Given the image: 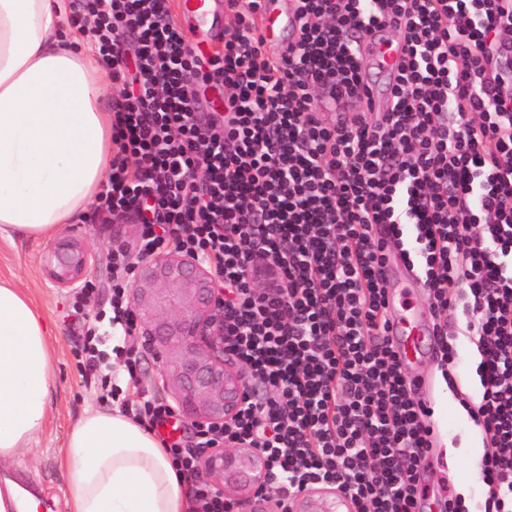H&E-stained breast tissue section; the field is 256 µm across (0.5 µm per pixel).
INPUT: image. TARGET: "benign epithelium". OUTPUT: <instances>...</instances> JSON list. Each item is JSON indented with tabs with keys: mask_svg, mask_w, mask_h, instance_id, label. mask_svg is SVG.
I'll return each instance as SVG.
<instances>
[{
	"mask_svg": "<svg viewBox=\"0 0 512 512\" xmlns=\"http://www.w3.org/2000/svg\"><path fill=\"white\" fill-rule=\"evenodd\" d=\"M55 280L74 288L86 279L88 258L74 241L60 242L54 254ZM132 307L143 335L157 345L162 359L159 381L169 387L178 409L197 424H221L240 410L244 377L240 365L224 350V306L207 267L172 252L136 265ZM202 470L216 494L247 512H351L344 491L310 488L284 502L262 494L265 462L254 448L228 444L212 448Z\"/></svg>",
	"mask_w": 512,
	"mask_h": 512,
	"instance_id": "benign-epithelium-1",
	"label": "benign epithelium"
}]
</instances>
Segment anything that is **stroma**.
I'll return each instance as SVG.
<instances>
[{
	"label": "stroma",
	"mask_w": 512,
	"mask_h": 512,
	"mask_svg": "<svg viewBox=\"0 0 512 512\" xmlns=\"http://www.w3.org/2000/svg\"><path fill=\"white\" fill-rule=\"evenodd\" d=\"M139 232L140 226L133 219L115 218L103 224L90 212L80 223L62 225L56 239L39 243L19 241L13 245L0 242V272L13 275L18 285L30 293L55 323L58 392L51 405L45 432L29 458L31 470L39 475L42 498L57 501L54 512H66L61 498L67 475L59 466V458L67 429L86 406L104 408L108 402L99 372L81 362L87 327L75 308L74 291L55 282L46 260L56 240L79 241L89 256L87 278L96 286L86 306L91 310L105 309L110 301L107 256L117 249L132 248ZM125 349L139 362L134 385L141 390L156 392L160 362L146 337L137 334L126 338ZM418 372L432 383L434 414L431 424L436 445L418 461L419 470L430 473L427 492L441 499L452 490L466 496H480L484 484L479 469L472 467L471 458L483 453L482 439L458 399L449 391L438 367L424 364Z\"/></svg>",
	"instance_id": "obj_1"
}]
</instances>
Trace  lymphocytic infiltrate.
<instances>
[{"instance_id":"lymphocytic-infiltrate-1","label":"lymphocytic infiltrate","mask_w":512,"mask_h":512,"mask_svg":"<svg viewBox=\"0 0 512 512\" xmlns=\"http://www.w3.org/2000/svg\"><path fill=\"white\" fill-rule=\"evenodd\" d=\"M288 57L265 53L261 0H230L224 50L194 55L169 0H79L73 17L121 90L102 218L141 230L108 265L109 322L138 324L122 276L179 251L224 293V347L244 369L235 420L165 440L194 475L204 449L242 442L265 483L332 482L353 512H418L417 459L431 409L414 398L388 336L381 270L390 247L427 290L439 367L483 437L480 512H512V0H297ZM393 23L409 54L391 111L324 123L317 96L359 104L358 39ZM223 112L199 115L201 91ZM473 344L479 399L459 392L458 338Z\"/></svg>"}]
</instances>
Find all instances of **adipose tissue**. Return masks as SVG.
I'll return each mask as SVG.
<instances>
[{
	"label": "adipose tissue",
	"mask_w": 512,
	"mask_h": 512,
	"mask_svg": "<svg viewBox=\"0 0 512 512\" xmlns=\"http://www.w3.org/2000/svg\"><path fill=\"white\" fill-rule=\"evenodd\" d=\"M68 0H0V239L46 240L80 221L112 174L103 63L67 29ZM53 324L0 273V463L26 469L57 391ZM60 466L68 512H192L158 436L123 411L86 407Z\"/></svg>",
	"instance_id": "obj_1"
}]
</instances>
